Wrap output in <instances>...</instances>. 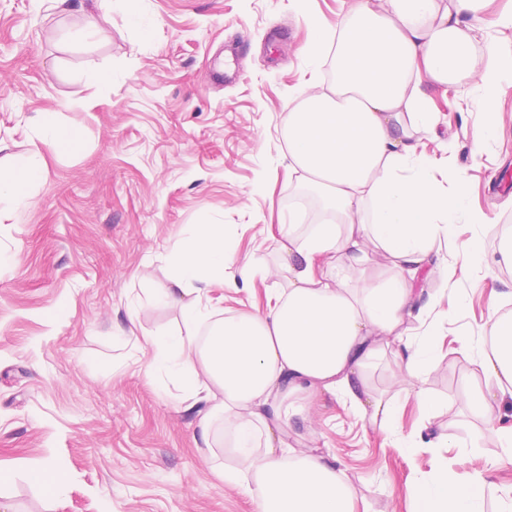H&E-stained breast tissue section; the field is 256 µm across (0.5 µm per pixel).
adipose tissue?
I'll use <instances>...</instances> for the list:
<instances>
[{
  "instance_id": "obj_1",
  "label": "adipose tissue",
  "mask_w": 512,
  "mask_h": 512,
  "mask_svg": "<svg viewBox=\"0 0 512 512\" xmlns=\"http://www.w3.org/2000/svg\"><path fill=\"white\" fill-rule=\"evenodd\" d=\"M494 0H354L333 33L312 24L302 54L310 90L284 116L288 174L323 196L325 218L277 224L276 271L287 287L271 289L261 314H225L211 291L224 285L234 262L220 224H189L166 258L167 283L154 300L179 308L187 335L137 336L121 329L152 380L177 384L184 398L207 402L196 423L198 448L231 457L225 483L246 490L258 512H356L357 494L327 456L297 451L285 424L303 414V398L328 393L370 408L372 419L395 421L399 403L370 393L368 373L383 349L400 345L403 377L427 413L437 403L426 384L434 370L432 337L413 341L406 323L418 308L417 276L450 234L448 216L467 211L479 231L462 244L467 266L484 264L485 217L467 210V182L436 175L417 134L433 132L438 112L429 88L470 80L482 104V141L497 137L495 100L512 89V48L489 39L481 25ZM331 60L333 79L317 76ZM45 173L32 150L26 163L0 172V207L33 206L31 191ZM388 273L366 276L369 247ZM359 272L350 283L349 272ZM487 346L459 338L485 382L463 395L465 406L496 427L512 457V426L500 425L494 405L512 397V316L490 314ZM486 482H418L414 512H484Z\"/></svg>"
}]
</instances>
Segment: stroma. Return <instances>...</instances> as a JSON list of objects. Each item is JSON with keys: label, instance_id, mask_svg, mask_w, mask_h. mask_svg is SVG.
Masks as SVG:
<instances>
[{"label": "stroma", "instance_id": "obj_1", "mask_svg": "<svg viewBox=\"0 0 512 512\" xmlns=\"http://www.w3.org/2000/svg\"><path fill=\"white\" fill-rule=\"evenodd\" d=\"M349 2H119L90 35L82 16L93 0L48 14L32 0H0V167L28 157L39 113L77 133L73 144L39 145L47 168L36 205L0 215V251L16 255L0 265V502L10 512H256L196 447L205 404L149 382L113 335L132 313L142 334L182 329L179 312L151 304L147 290L164 283L184 225H225L237 259L272 266L280 236L271 224L299 205L303 223L319 222L317 199L286 174L279 124L307 91L300 56L312 20L335 29ZM243 33L239 76L213 83L225 41ZM431 95L439 122L425 150L465 174L469 207L488 217L496 248L512 230V176L495 183L512 173V90L495 104L500 136L483 144L478 106L454 87ZM449 220L436 261L453 273L420 279L435 305L408 323L413 335L433 334L428 388L438 411L402 397L389 349L369 384L399 396L396 434L328 394L289 422L291 446L334 456L368 512H408L410 484L443 471L470 481L489 458L498 465L488 482L512 485V459L463 405V391L484 377L457 351L460 337L480 340L492 312L512 313V265L462 268L458 250L475 228L461 212ZM237 276L229 265L230 312L264 309L268 289L285 285L273 275L245 288ZM437 436L447 447H426ZM47 464L65 476L53 496L34 478Z\"/></svg>", "mask_w": 512, "mask_h": 512}]
</instances>
